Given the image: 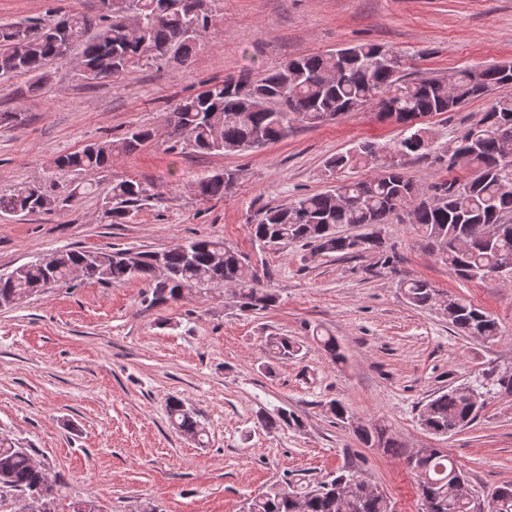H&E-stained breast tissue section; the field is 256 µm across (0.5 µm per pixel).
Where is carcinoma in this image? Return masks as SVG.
I'll return each mask as SVG.
<instances>
[{
    "label": "carcinoma",
    "mask_w": 512,
    "mask_h": 512,
    "mask_svg": "<svg viewBox=\"0 0 512 512\" xmlns=\"http://www.w3.org/2000/svg\"><path fill=\"white\" fill-rule=\"evenodd\" d=\"M139 22L132 30L119 29L114 16L97 18L68 14L58 19H31L0 25V79L18 73L31 75L35 84L50 79L48 64L63 57L71 43L86 36L79 66L86 80L130 74L143 62L166 58L183 64L191 57L200 37L212 22L214 0H120ZM398 53L377 44L358 43L324 54L307 55L286 62L281 68L255 77H228L220 83L179 99L167 122L173 124L174 144L205 153H236L254 147L253 134L263 144L283 139L295 124L316 126L346 116L372 104L378 113L395 116L403 136L393 147L360 144L327 159L325 167L335 174L358 167L376 169L369 179H338L330 189L299 197L286 206L270 207L250 225L251 237L265 246L302 242L321 255L364 256L373 254L381 265L394 263L386 246L382 225L399 210L407 209L412 223L437 248L440 258L465 280L486 279L496 269L512 271V66L500 65L480 71L465 69L447 82L432 78L407 81ZM498 91L490 109L459 140L449 146L448 165H471L476 174L461 183L440 182L432 194L416 199L413 184L400 172L402 158L422 156L429 148L426 131L411 124L414 116L453 112L489 91ZM150 137L147 130L127 132L117 140H105L56 160L60 170L83 176L71 195L95 186L93 176L129 153ZM226 171L203 178L196 191L204 198H221L235 181ZM150 198L139 182L124 180L112 185V223L120 224L129 208ZM57 197L41 185H29L0 195V210L9 213L50 211ZM363 228L359 234L337 228ZM126 251H87L67 248L39 255L14 279L0 272V301L45 290L48 281H68L70 267L82 265L85 279L120 285L132 279L146 282L150 305L164 306L208 285L230 287L242 311H267L277 297L257 287V276L243 263V256L225 242L195 238L163 251L134 252V266L126 264ZM400 288L416 307L438 310L466 336L487 342L498 338L499 324L470 302L448 295L430 282L409 279ZM331 362H345L334 336H314ZM271 357L290 359L298 355V340L283 335L267 337ZM487 383L466 385L434 394L423 405L419 421L435 436L454 434L470 426L492 395L512 391V368L493 371ZM172 427L181 434L203 438L197 413L177 398L168 400ZM258 420L270 433L284 426H298L300 419L286 409L261 411ZM354 432L365 444L398 451V442L380 427L357 425ZM410 467L418 491L436 501V512H512V484L496 488L487 508L464 498L459 482L462 469L439 448H425ZM57 481H47L45 471L26 448L0 440V498L9 496L14 512H26L32 496L55 493ZM243 512H391L385 493L360 472L341 470L305 486L288 479L284 484L247 501Z\"/></svg>",
    "instance_id": "obj_1"
}]
</instances>
